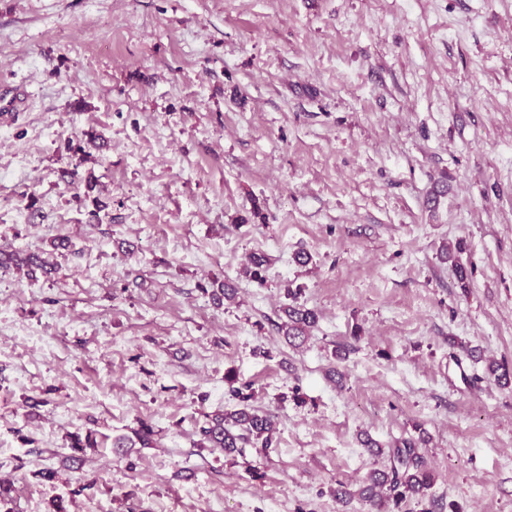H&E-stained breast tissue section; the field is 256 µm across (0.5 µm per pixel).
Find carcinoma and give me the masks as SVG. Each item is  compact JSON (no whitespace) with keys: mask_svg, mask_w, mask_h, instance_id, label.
<instances>
[{"mask_svg":"<svg viewBox=\"0 0 512 512\" xmlns=\"http://www.w3.org/2000/svg\"><path fill=\"white\" fill-rule=\"evenodd\" d=\"M26 270H47V261L38 253L0 251V268ZM287 322L283 324L285 335L296 338L306 334L316 323V314L298 305L284 309ZM232 396L239 400L238 406L225 413L206 416L199 433L213 448H222L226 453H240L244 445L253 441L268 444L276 431V421L269 414H260L250 404L251 396L241 390H232ZM364 447L376 457H387L389 464L374 470L355 490L340 483L336 498L350 501L354 498L374 507L387 502L397 508L410 498L423 502L435 484L434 471L419 452L416 443L410 439L396 448L383 450L371 439L364 441Z\"/></svg>","mask_w":512,"mask_h":512,"instance_id":"cac0c4a2","label":"carcinoma"}]
</instances>
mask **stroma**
<instances>
[{"label": "stroma", "instance_id": "stroma-1", "mask_svg": "<svg viewBox=\"0 0 512 512\" xmlns=\"http://www.w3.org/2000/svg\"><path fill=\"white\" fill-rule=\"evenodd\" d=\"M14 97L0 250L57 267L0 270L14 512H369L365 432L512 512V0H0ZM244 385L271 444L200 447ZM287 317L282 328L285 329V335L292 338L304 336L307 330L316 323V314L310 309H304L298 305H288L284 309Z\"/></svg>", "mask_w": 512, "mask_h": 512}]
</instances>
